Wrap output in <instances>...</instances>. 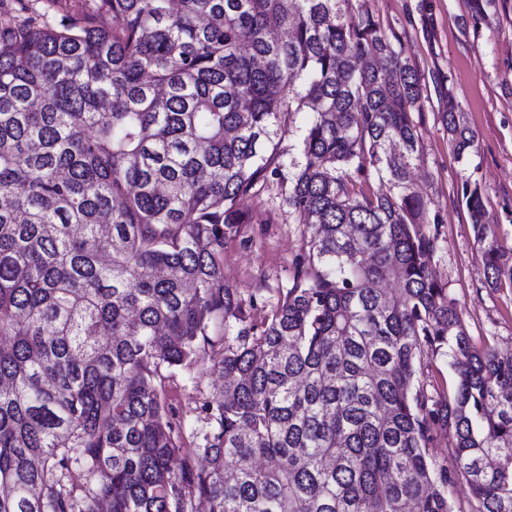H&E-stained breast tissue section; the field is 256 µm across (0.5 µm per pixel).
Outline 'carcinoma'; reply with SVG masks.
Returning a JSON list of instances; mask_svg holds the SVG:
<instances>
[{
	"mask_svg": "<svg viewBox=\"0 0 512 512\" xmlns=\"http://www.w3.org/2000/svg\"><path fill=\"white\" fill-rule=\"evenodd\" d=\"M58 2L0 0V512H451L461 477L512 512V355L475 349L429 272L423 87L381 25L352 0L38 7ZM300 112L283 201L307 250L249 324L224 241ZM441 119L464 154L449 95ZM462 198L487 285L512 288L479 186ZM214 319L241 328L185 448L158 381ZM444 352L434 400L415 381ZM448 430L451 470L428 454ZM427 393L435 398L443 393L448 394L455 383V374L446 354L437 355L427 361V367L420 378Z\"/></svg>",
	"mask_w": 512,
	"mask_h": 512,
	"instance_id": "1",
	"label": "carcinoma"
}]
</instances>
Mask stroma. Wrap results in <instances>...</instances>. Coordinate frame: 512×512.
<instances>
[{
  "label": "stroma",
  "instance_id": "stroma-1",
  "mask_svg": "<svg viewBox=\"0 0 512 512\" xmlns=\"http://www.w3.org/2000/svg\"><path fill=\"white\" fill-rule=\"evenodd\" d=\"M352 6L396 36L424 89L423 106L412 114L421 147L412 180L439 217L423 227L438 236L430 270L457 303L472 344L512 352V289L488 287L483 249L460 199L464 182L478 183L498 240L512 248V0H488L487 15L478 23L471 18L469 0H352ZM447 93L476 136L461 159L440 118ZM240 208L254 221L239 225L226 239L224 280L242 299L262 297L263 307L249 312L257 324L291 286L307 228L289 217L275 182L242 198ZM222 383L219 375L197 367L166 373L162 388L183 424V447L203 445L205 425L198 409Z\"/></svg>",
  "mask_w": 512,
  "mask_h": 512
}]
</instances>
